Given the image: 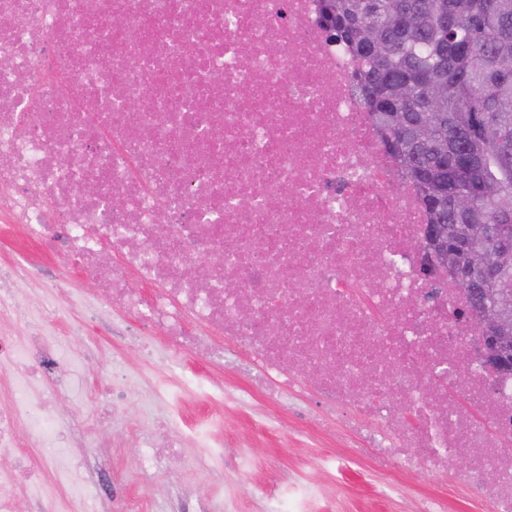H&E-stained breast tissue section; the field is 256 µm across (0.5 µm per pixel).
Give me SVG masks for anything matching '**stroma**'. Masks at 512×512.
Listing matches in <instances>:
<instances>
[{
    "instance_id": "stroma-1",
    "label": "stroma",
    "mask_w": 512,
    "mask_h": 512,
    "mask_svg": "<svg viewBox=\"0 0 512 512\" xmlns=\"http://www.w3.org/2000/svg\"><path fill=\"white\" fill-rule=\"evenodd\" d=\"M37 261L53 265L57 259L24 241L15 225L0 223V270H16L13 288L27 301L24 317L0 310V336L25 335L38 323L52 335L71 336L82 324L100 340L92 354L70 353L62 369L64 391L44 386L35 393L60 415L64 451L83 462L66 482L49 473L44 485L60 498L79 488L81 512H107L129 490L145 512H225L231 495L239 512H279L280 496L299 482L323 491L322 500L310 503V512H415L425 495L446 497L447 512H477L466 496L449 492L437 473L405 475L400 495L378 500L371 467L356 457L352 446H338L335 437L326 434L306 438L314 403L269 404L259 397L238 401L236 391L249 383L243 369L178 353L156 336L151 339V359L142 360L124 334L132 317L111 309L90 277L75 270L60 287L51 288L44 274L31 272ZM113 376L122 379L127 395L109 407L101 388ZM187 379L222 381L227 392L223 408H211L184 388ZM173 412L180 413L188 431L223 432V447L185 442L177 454L143 463L142 443L156 438L160 424ZM275 420L281 421V428L267 431V422ZM245 457L251 459L252 469L244 476L239 463ZM256 482L274 486L276 498L256 499L251 492Z\"/></svg>"
}]
</instances>
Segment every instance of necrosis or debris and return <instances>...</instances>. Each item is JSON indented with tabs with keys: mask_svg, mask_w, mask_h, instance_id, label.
<instances>
[{
	"mask_svg": "<svg viewBox=\"0 0 512 512\" xmlns=\"http://www.w3.org/2000/svg\"><path fill=\"white\" fill-rule=\"evenodd\" d=\"M354 67L319 0H0V217L179 353H248L267 400L343 409L336 437L374 458L380 497L436 472L480 512H512V371L454 335L450 277L421 278L426 215ZM60 348L37 326L0 336L22 400L0 409L15 460L0 512L21 492L63 512L41 475L75 461L31 464L15 433L22 419L30 445L58 439L31 392ZM463 397L496 401L498 422L461 418Z\"/></svg>",
	"mask_w": 512,
	"mask_h": 512,
	"instance_id": "necrosis-or-debris-1",
	"label": "necrosis or debris"
}]
</instances>
